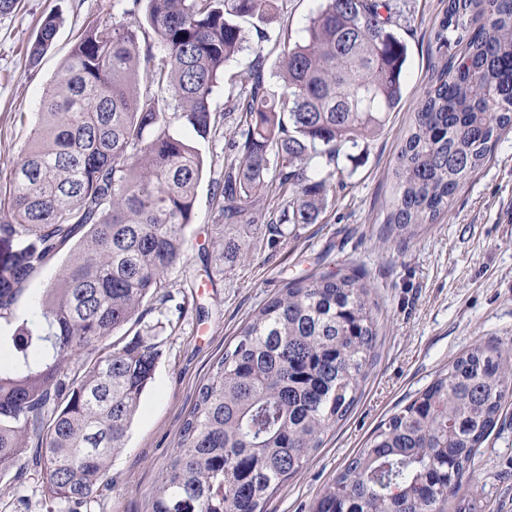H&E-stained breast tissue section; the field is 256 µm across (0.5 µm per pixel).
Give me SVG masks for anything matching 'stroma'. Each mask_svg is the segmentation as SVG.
<instances>
[{"label":"stroma","instance_id":"obj_1","mask_svg":"<svg viewBox=\"0 0 512 512\" xmlns=\"http://www.w3.org/2000/svg\"><path fill=\"white\" fill-rule=\"evenodd\" d=\"M403 17L395 32L408 49L405 93L383 132L365 150L340 158L345 186L337 190L316 223L269 245L255 240L247 257L214 259L210 228L213 178L221 171L226 127L224 103L238 94L236 74L255 46L267 56V80L278 86L275 64L284 43L300 38L317 0H279V18L260 31L246 26V48L230 64L212 99L215 135L197 140L205 172L195 199V220L186 233L182 267L173 271L172 293L182 305L169 326L164 304L151 302L140 322L117 339H151L159 350L153 380L142 396L125 449L109 476L80 512H151L152 501L179 440L182 420L197 387L234 343L255 310L288 281L358 270L378 306L376 360L362 395L347 418L324 438L307 464L269 501L268 512H309L348 459L390 415L427 387L448 363L478 342L512 346V132L497 142L490 160L456 194L436 223L421 227L400 246L382 231L391 197V170L433 69L450 50H437L430 32L447 0H393ZM62 20L52 48L38 66L28 49L48 14ZM112 17V0H19L0 14V185L22 163L36 121L38 101L78 34L95 20ZM210 278H202L203 269ZM461 495L476 496L489 512H512V403L482 443ZM0 503L10 512H62L40 470L0 480Z\"/></svg>","mask_w":512,"mask_h":512}]
</instances>
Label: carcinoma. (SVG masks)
Listing matches in <instances>:
<instances>
[{
  "mask_svg": "<svg viewBox=\"0 0 512 512\" xmlns=\"http://www.w3.org/2000/svg\"><path fill=\"white\" fill-rule=\"evenodd\" d=\"M146 2L144 17L136 6ZM112 0L120 19L77 37L39 102L26 160L0 197V479L33 460L60 504L93 499L125 446L159 352L112 336L145 304L171 297L194 221L211 101L243 50L239 21L269 25L277 0ZM391 0H321L301 39L283 47L280 90L259 46L224 104L234 136L214 181L222 258L229 237L264 225L280 236L314 224L344 185L338 159L365 148L405 93L407 47ZM61 19L29 49L37 66ZM148 25L165 54L141 50ZM437 49L463 46L431 74L392 168L387 236L403 244L431 224L512 129V0H448ZM281 200L283 214L255 207ZM291 224L283 231L280 224ZM55 284L17 315L25 285L71 242ZM376 304L355 271L287 284L241 327L184 419L152 512H267L282 484L345 420L374 362ZM512 397V349L476 344L381 423L311 512H486L458 496L477 449Z\"/></svg>",
  "mask_w": 512,
  "mask_h": 512,
  "instance_id": "obj_1",
  "label": "carcinoma"
}]
</instances>
